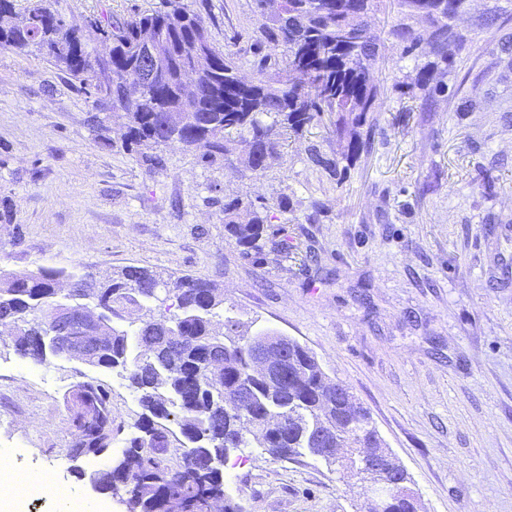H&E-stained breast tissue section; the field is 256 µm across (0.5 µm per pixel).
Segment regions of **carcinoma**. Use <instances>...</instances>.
Wrapping results in <instances>:
<instances>
[{
    "instance_id": "obj_1",
    "label": "carcinoma",
    "mask_w": 512,
    "mask_h": 512,
    "mask_svg": "<svg viewBox=\"0 0 512 512\" xmlns=\"http://www.w3.org/2000/svg\"><path fill=\"white\" fill-rule=\"evenodd\" d=\"M506 5H501V2ZM383 0H254L257 32L272 53L258 76L240 79L238 54L217 48L206 34L201 53L189 51L201 36V17L191 0H159L129 17L89 18L86 31L71 41L57 37L48 10H29L26 28H0V49L37 52L78 80L102 108L127 116L125 143L141 158L145 150L169 141L180 143L203 163L224 159L232 133L245 147L246 166L267 171L277 153V127L297 133L326 112L336 113V140L346 142L345 160L367 151L373 130L378 85L370 75L385 42L393 40L401 55L422 47L448 67V46L464 47L467 37L454 25L470 0H392L397 20L381 37L371 14ZM478 26L490 28L509 13L512 0H492ZM427 28L419 29L418 23ZM150 26L166 44V76L140 88L111 81L116 70L139 66L136 46ZM112 41L111 55L99 57L94 43ZM323 81V94L310 96L301 81L288 78L298 60ZM278 67L280 79L269 82L263 71ZM435 63L416 65L409 89L430 98ZM201 74V97L180 93L181 70ZM367 127L362 132L360 128ZM264 207L224 203V230L246 259H262L278 231L266 224ZM224 295L208 280L181 276L164 279L140 266H126L107 276L42 268L33 273L0 274V328L11 336L16 353L39 365L64 356L50 335L45 313L58 306L85 309L102 329L101 346L85 359L89 365L128 372L143 413L139 434L125 440L121 455L100 475L106 487L127 496L129 512H239L225 494L224 464L230 454L255 438L271 456L290 459L309 455L328 464L338 449L354 444L361 456L376 459V477L394 483L389 512H418L407 483L410 477L389 453L369 412L338 385L315 357L295 340L268 330L254 333L231 319L218 330L214 318ZM176 312H170L171 308ZM269 336L288 345V372L269 383L252 370L253 340ZM247 397H239L241 390ZM70 414L71 455H103L121 432L112 410L108 385L97 378L77 383L65 397Z\"/></svg>"
}]
</instances>
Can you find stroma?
Returning a JSON list of instances; mask_svg holds the SVG:
<instances>
[{
    "label": "stroma",
    "instance_id": "obj_1",
    "mask_svg": "<svg viewBox=\"0 0 512 512\" xmlns=\"http://www.w3.org/2000/svg\"><path fill=\"white\" fill-rule=\"evenodd\" d=\"M157 0H52L77 25L124 17ZM487 0L458 21L465 49L436 71L442 92L411 96L415 64L389 47L378 60L368 152L341 160L335 115L284 133L264 174L241 148L207 165L180 144L155 165L123 141L124 112L100 110L77 80L35 54L0 49V271L128 265L192 276L224 291V314L298 341L348 387L410 477L419 512H512V50L505 29H477ZM220 48L253 75V0H194ZM338 160L337 170L319 158ZM266 203L287 248L262 262L224 231V203ZM96 368L74 358L38 365L0 335V457L23 476L53 470L63 496L31 512H127L98 492L110 455L72 458L64 397ZM124 437L141 413L125 373L106 377ZM226 491L243 512H358L364 484L308 455L237 451Z\"/></svg>",
    "mask_w": 512,
    "mask_h": 512
}]
</instances>
